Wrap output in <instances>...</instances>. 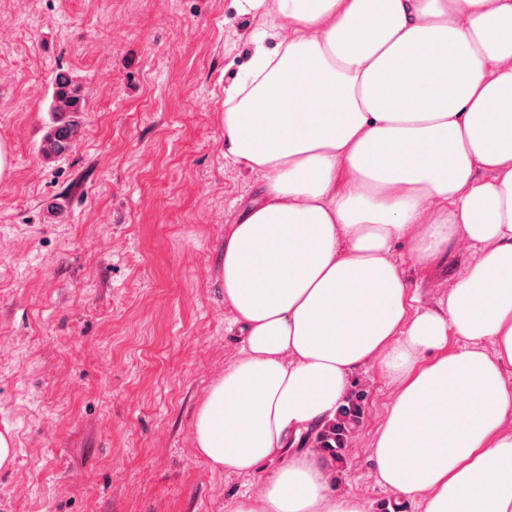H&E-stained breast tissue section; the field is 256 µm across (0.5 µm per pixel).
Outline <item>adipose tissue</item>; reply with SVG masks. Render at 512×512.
Returning a JSON list of instances; mask_svg holds the SVG:
<instances>
[{
    "mask_svg": "<svg viewBox=\"0 0 512 512\" xmlns=\"http://www.w3.org/2000/svg\"><path fill=\"white\" fill-rule=\"evenodd\" d=\"M275 3L224 94V155L264 189L224 238L242 356L208 387L193 447L257 480L224 512H365L289 441L374 365L397 386L378 483L424 512H512V0ZM459 239L474 259L422 306L396 243L429 267Z\"/></svg>",
    "mask_w": 512,
    "mask_h": 512,
    "instance_id": "1",
    "label": "adipose tissue"
}]
</instances>
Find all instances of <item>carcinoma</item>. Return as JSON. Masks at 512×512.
<instances>
[{"mask_svg": "<svg viewBox=\"0 0 512 512\" xmlns=\"http://www.w3.org/2000/svg\"><path fill=\"white\" fill-rule=\"evenodd\" d=\"M85 97L81 86L71 77L57 80L49 106V122L41 139L39 152L47 159L69 154L82 129V114ZM363 395L352 394L339 408L334 418L309 431L316 448L327 454L333 461H343V451L348 437L361 422Z\"/></svg>", "mask_w": 512, "mask_h": 512, "instance_id": "obj_1", "label": "carcinoma"}]
</instances>
